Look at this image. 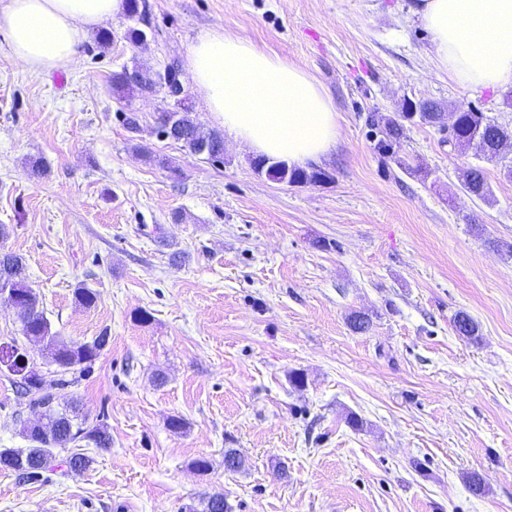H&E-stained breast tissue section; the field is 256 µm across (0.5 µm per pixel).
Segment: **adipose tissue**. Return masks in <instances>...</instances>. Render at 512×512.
<instances>
[{"label": "adipose tissue", "instance_id": "obj_1", "mask_svg": "<svg viewBox=\"0 0 512 512\" xmlns=\"http://www.w3.org/2000/svg\"><path fill=\"white\" fill-rule=\"evenodd\" d=\"M123 0H0V36L35 71L75 60L86 30L118 15ZM436 65L462 86H512V0H418ZM187 70L207 111L253 153L302 166L336 145V108L307 72L219 30L198 37Z\"/></svg>", "mask_w": 512, "mask_h": 512}]
</instances>
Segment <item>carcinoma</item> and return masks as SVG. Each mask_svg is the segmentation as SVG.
<instances>
[{"mask_svg": "<svg viewBox=\"0 0 512 512\" xmlns=\"http://www.w3.org/2000/svg\"><path fill=\"white\" fill-rule=\"evenodd\" d=\"M112 89L126 97L153 96L163 90L170 94L179 93L178 66L168 64L167 72L155 74L138 67L112 73ZM419 110L416 118L422 124L438 125L442 112L440 104L430 100L416 101ZM410 119L407 112L399 113L397 118L383 120L375 113L370 117V132L374 150L378 155L387 157L393 144L403 135L402 121ZM178 126L184 137L183 146L194 152L199 148L207 150L214 161L224 160V138L207 131L187 115L180 116ZM512 139V130L489 119L484 113L474 109L455 110L453 147L471 149L480 160L493 162L500 156V147L506 140ZM253 169L268 178L289 185H317L330 179L321 169L306 171L288 166L284 162H272L267 158L252 160ZM460 185L469 196L487 200L491 189L485 177L484 169L470 165L460 170ZM16 288L24 298L25 311L22 334L28 342L40 345L45 352L48 364L55 369L41 376V385L32 388L23 378L15 381L21 397L29 398V405L40 408V419L23 427L22 436L29 447L0 451V469H8L25 475V481L42 480L41 473L51 467L55 458L54 450L63 449L77 442L92 444L97 448H108L111 444L107 427L102 423L90 424L79 416L74 400H63L64 391L75 383L76 375L90 370L95 360L109 342V336L102 334L93 341L80 345L61 339L52 331V325L43 309L39 294L29 286L26 266L23 259L12 253L0 250V289ZM457 335L467 339H477L478 326L474 319L464 311L453 318ZM63 403H58V400Z\"/></svg>", "mask_w": 512, "mask_h": 512, "instance_id": "carcinoma-1", "label": "carcinoma"}]
</instances>
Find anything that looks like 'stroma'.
I'll use <instances>...</instances> for the list:
<instances>
[{
	"label": "stroma",
	"mask_w": 512,
	"mask_h": 512,
	"mask_svg": "<svg viewBox=\"0 0 512 512\" xmlns=\"http://www.w3.org/2000/svg\"><path fill=\"white\" fill-rule=\"evenodd\" d=\"M147 3L145 44L117 15L107 46L83 33L60 85L0 38V248L64 340L108 333L66 395L111 436L80 472L61 450L41 482L0 469V512H203L215 495L229 512H512V179L484 163L492 198H470L457 172L475 158L439 127L405 123L390 160L366 125L412 98L512 129L506 90L438 69L414 0ZM213 29L247 33L332 98L338 141L314 163L327 182L270 181L229 139L223 162L193 155L156 131L174 99L113 92V72L185 63ZM460 310L478 340L456 334ZM355 311L370 331L350 329ZM1 345L48 371L0 302ZM13 380L0 365V450L25 447L20 424L38 417Z\"/></svg>",
	"instance_id": "1"
}]
</instances>
